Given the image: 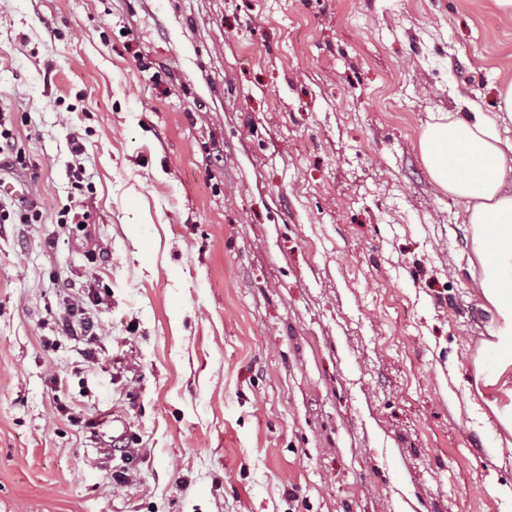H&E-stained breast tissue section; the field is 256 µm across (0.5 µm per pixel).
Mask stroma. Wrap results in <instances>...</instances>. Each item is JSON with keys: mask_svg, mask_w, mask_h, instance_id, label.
<instances>
[{"mask_svg": "<svg viewBox=\"0 0 512 512\" xmlns=\"http://www.w3.org/2000/svg\"><path fill=\"white\" fill-rule=\"evenodd\" d=\"M510 81L493 0H0V209L41 215L0 224V512H512L419 150ZM64 281L94 359L43 344ZM0 160H1V171L2 168L8 170H16L18 166H23L22 152L16 148L15 138L11 130L2 129L0 123ZM2 155L6 156L2 163Z\"/></svg>", "mask_w": 512, "mask_h": 512, "instance_id": "stroma-1", "label": "stroma"}]
</instances>
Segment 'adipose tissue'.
<instances>
[{"mask_svg":"<svg viewBox=\"0 0 512 512\" xmlns=\"http://www.w3.org/2000/svg\"><path fill=\"white\" fill-rule=\"evenodd\" d=\"M461 112L442 113L423 127L419 149L436 186L464 205L471 235L470 266L482 301L494 311L486 351L477 359L475 384L504 432L499 446L512 447V142L501 126L512 121V82L501 87L495 110L474 100Z\"/></svg>","mask_w":512,"mask_h":512,"instance_id":"obj_1","label":"adipose tissue"}]
</instances>
